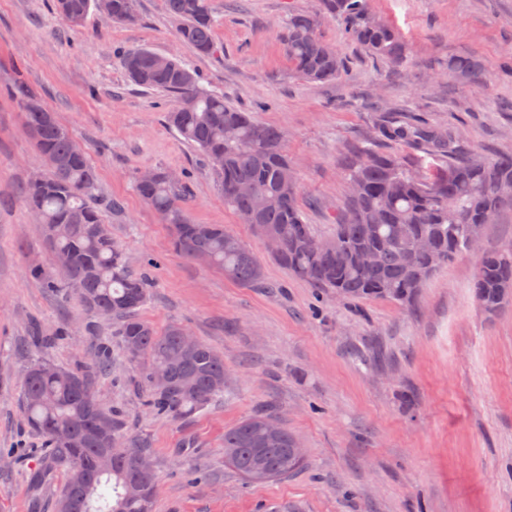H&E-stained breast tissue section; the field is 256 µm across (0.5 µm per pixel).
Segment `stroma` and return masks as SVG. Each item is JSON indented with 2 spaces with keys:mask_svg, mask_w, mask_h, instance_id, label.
<instances>
[{
  "mask_svg": "<svg viewBox=\"0 0 512 512\" xmlns=\"http://www.w3.org/2000/svg\"><path fill=\"white\" fill-rule=\"evenodd\" d=\"M396 28L407 64L366 56L338 23L322 36L346 62L333 82L289 74L281 31L316 0H214L217 50L200 56L176 40L164 0H138L139 21L89 14L65 24L52 0H0V512H54L64 484L28 476L42 441L26 422L21 384L34 328L55 334L45 350L74 368L98 341L112 345L100 404L151 447L154 512H512V306L494 318L472 288L477 257L440 269L414 304L325 295L268 253L227 207L203 155L170 127L174 103L130 82L121 51L175 56L201 86L281 128L307 223L330 233L344 198V153L379 116L396 111L457 131L463 151L512 154V0H370ZM478 60L477 85L456 68ZM23 82L88 152L98 192L129 266L153 286L140 313L176 324L223 352V398L187 418L143 407L134 365L110 321L88 332L75 291L44 287L31 267L56 273L18 189L44 161L10 92ZM181 174L191 220L221 224L259 258L265 287L243 285L171 246V228L138 196L139 172ZM155 265H147V257ZM258 411L277 416L306 451L296 472L247 482L224 461V432Z\"/></svg>",
  "mask_w": 512,
  "mask_h": 512,
  "instance_id": "obj_1",
  "label": "stroma"
}]
</instances>
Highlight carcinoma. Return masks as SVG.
I'll use <instances>...</instances> for the list:
<instances>
[{"label": "carcinoma", "mask_w": 512, "mask_h": 512, "mask_svg": "<svg viewBox=\"0 0 512 512\" xmlns=\"http://www.w3.org/2000/svg\"><path fill=\"white\" fill-rule=\"evenodd\" d=\"M164 2L178 40L200 56L214 54L212 0ZM55 8L73 27L103 8L120 24L125 13L137 11V0H55ZM325 19L337 21L369 56L405 66L399 33L371 11L369 0H318L316 11H294L283 27L291 75L327 82L344 74L343 59L318 33ZM154 56L147 48L128 49L120 64L134 84L177 100L168 123L206 157L224 204L265 243L278 244L270 254L288 273L321 292L409 305L441 267L465 250L467 231L481 237L490 221L512 209V154L458 158L457 132L385 115L374 135L343 155L346 199L332 232L322 236L303 219L283 131L201 87L196 74L179 61L155 67ZM12 91L46 163L43 181L25 183L24 201L43 227L61 273L57 278L35 268L34 275L53 292L76 291L90 328L96 310H110L115 335L137 369L151 414L179 418L203 409L224 394V355L199 341L196 354L187 359L181 327L159 330L140 316L151 282L129 268L123 248L112 239L96 202L95 167L87 156L76 154L73 137L57 119H46L34 92L20 83ZM380 142L422 148L446 164L420 177L410 172L400 153L379 148ZM240 186L249 191L239 192ZM134 188L172 226L174 248L184 257L203 260L243 284L263 282L259 261L234 234L221 224L191 222L183 180L172 181L160 170L153 181L135 180ZM423 237L430 241L428 250L417 247ZM365 252L375 256L370 266L361 260ZM473 288L490 318L512 303V245L479 254ZM111 359L110 344L101 342L91 364L64 368L39 355L28 366L32 376L22 386L23 410L44 440L31 482L40 483L52 471L64 472L55 512H154L157 475L143 480L133 465V457L151 454L150 448L125 434L124 422L95 396L98 377ZM159 372L170 374V387L153 385ZM273 421L269 414L256 413L224 432V461L251 482L284 477L304 464V458L290 454L296 438L287 428L279 425L277 435H264ZM108 448L110 465L101 456Z\"/></svg>", "instance_id": "1"}]
</instances>
